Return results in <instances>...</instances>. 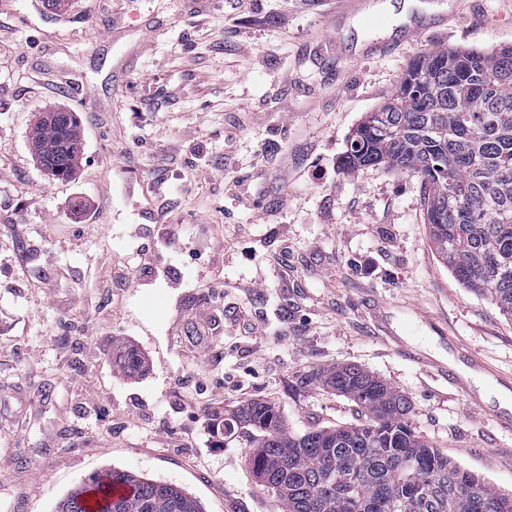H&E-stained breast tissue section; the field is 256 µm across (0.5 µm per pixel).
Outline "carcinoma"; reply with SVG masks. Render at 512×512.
<instances>
[{
  "label": "carcinoma",
  "mask_w": 512,
  "mask_h": 512,
  "mask_svg": "<svg viewBox=\"0 0 512 512\" xmlns=\"http://www.w3.org/2000/svg\"><path fill=\"white\" fill-rule=\"evenodd\" d=\"M41 119L33 152L68 176L82 131L73 113ZM349 169L385 166L420 180L429 238L439 260L469 290L512 317V46L427 49L399 90L353 130ZM133 374L140 354L126 349ZM298 388L345 396L358 424L293 431L279 408L252 400L215 414L224 443L248 449L250 469L279 512H512V493L462 468L422 437L410 403L384 379L353 364L312 370ZM58 512H202L182 489L123 470L95 473Z\"/></svg>",
  "instance_id": "carcinoma-1"
}]
</instances>
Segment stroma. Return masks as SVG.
I'll return each mask as SVG.
<instances>
[{
	"instance_id": "stroma-1",
	"label": "stroma",
	"mask_w": 512,
	"mask_h": 512,
	"mask_svg": "<svg viewBox=\"0 0 512 512\" xmlns=\"http://www.w3.org/2000/svg\"><path fill=\"white\" fill-rule=\"evenodd\" d=\"M0 0V512H56L97 471L176 485L203 512H278L218 408L276 404L292 430L361 421L349 399L292 390L356 364L411 403L416 431L512 491V433L402 357L397 344L512 375V318L438 260L420 185L348 169V138L424 49L512 45V0H460L448 23L361 60L397 20L340 0ZM73 112L81 160L49 178L29 136ZM209 167H202V160ZM238 187H230V179ZM92 196L90 223L73 206ZM188 228L154 269L158 207ZM216 299L219 327L197 324ZM384 319L395 342L376 334ZM460 348L450 351L449 340ZM123 347L139 374L115 362Z\"/></svg>"
}]
</instances>
